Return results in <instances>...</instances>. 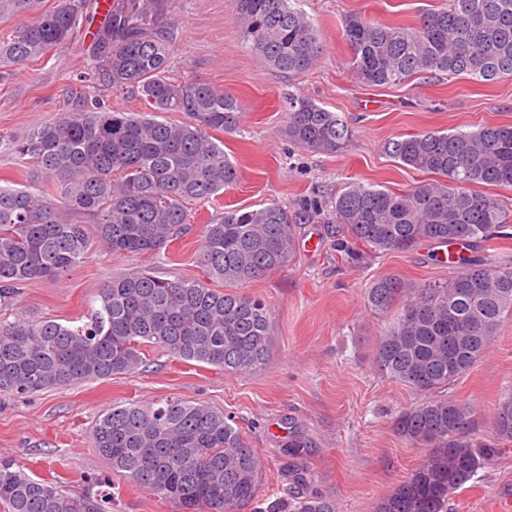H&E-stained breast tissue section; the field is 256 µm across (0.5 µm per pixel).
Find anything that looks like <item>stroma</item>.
I'll use <instances>...</instances> for the list:
<instances>
[{"label":"stroma","instance_id":"obj_1","mask_svg":"<svg viewBox=\"0 0 512 512\" xmlns=\"http://www.w3.org/2000/svg\"><path fill=\"white\" fill-rule=\"evenodd\" d=\"M439 0H305L318 30L317 65L297 78L264 63L243 43L234 0H165L173 41L172 75L223 89L240 104L237 128L223 134L224 151L239 170L236 183L215 201L192 204L195 221L174 241L167 259L114 256L92 242L84 263L58 280L22 286L0 321L63 322L84 316L99 288L112 276L151 268L159 276L198 279L202 224L224 209L259 208L270 202L291 207L305 199L330 201L349 182L392 190L409 188L422 175L400 165L386 150L396 136L421 131L474 130L512 125V78L481 82L444 74L417 76L397 86L360 83L348 66L351 49L344 19L352 13L385 23L416 25ZM88 40L79 38L27 62H0V181L25 183L30 164L6 149L34 126L96 98L115 111L139 112L135 95L90 78ZM295 92L337 113L353 131L340 153H314L284 133L285 99ZM396 275L422 285L441 282L448 266L420 245L404 252H364L349 261L332 249L320 224L297 232L288 267L251 283L247 294L272 312L270 353L255 373L229 374L198 362L178 361L145 348L146 365L105 380H88L34 395H0V459H11L31 479L59 476L66 492L92 490V477L112 480L108 512H176L175 507L112 472L92 446L98 416L116 403H149L166 396L205 403L239 427L260 460L257 497L238 512H264L288 495L280 465L287 422L308 440L314 487L335 499L338 512H372L426 458L428 448L401 438V411L427 395L379 375L372 354L383 327L364 302L376 280ZM512 385V317L505 318L487 351L447 389L475 408V436L490 438L504 386ZM512 500V442L453 494L448 512H498Z\"/></svg>","mask_w":512,"mask_h":512}]
</instances>
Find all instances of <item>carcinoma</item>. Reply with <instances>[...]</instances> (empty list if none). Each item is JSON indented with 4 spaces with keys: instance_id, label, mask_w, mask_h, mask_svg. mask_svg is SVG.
Segmentation results:
<instances>
[{
    "instance_id": "cac0c4a2",
    "label": "carcinoma",
    "mask_w": 512,
    "mask_h": 512,
    "mask_svg": "<svg viewBox=\"0 0 512 512\" xmlns=\"http://www.w3.org/2000/svg\"><path fill=\"white\" fill-rule=\"evenodd\" d=\"M304 0H234L240 34L266 64L291 77L310 70L318 33ZM37 0H0V12L27 15ZM86 0H57L47 14L16 25L0 41L14 63L62 49L80 35ZM164 0H113L92 32L89 70L96 80L129 89L141 112H118L96 100L35 126L9 146L34 166L27 183L0 184V302L35 279H59L84 262L93 221L112 254L160 256L191 223L188 205L232 184L238 171L212 132L237 126V101L193 79H174ZM344 37L349 66L368 85L396 86L416 74L476 81L512 77V0H444L414 28L352 14ZM182 112L180 123L161 121ZM285 133L299 147L338 153L351 137L339 116L288 93ZM387 151L427 179L400 192L349 183L327 210L276 202L228 208L200 230L199 279H165L148 269L112 277L98 291L87 321L0 322V395L35 394L108 379L143 364V348L232 373L268 361L271 311L238 292L287 266L300 224L323 222L336 249L349 244L406 251L422 241L448 247V279L414 287L398 276L368 288L367 306L388 318L377 337L375 370L412 389L435 393L465 374L512 315V264L478 255L501 237L509 215L476 185L512 187V126L427 131L392 139ZM473 405L432 398L403 411L398 434L430 448L427 458L373 512H447L451 496L494 455L476 445ZM494 441L512 442V388L500 398ZM93 447L112 471L176 506L177 512H234L256 498L261 466L241 431L211 406L178 397L115 404L96 421ZM307 442L293 429L282 475L288 504L269 512H337L336 501L311 492L316 474ZM106 494L71 495L59 480L35 481L0 460L4 512H107Z\"/></svg>"
}]
</instances>
